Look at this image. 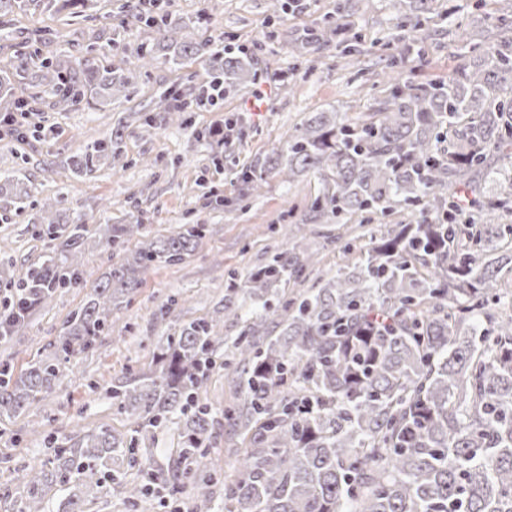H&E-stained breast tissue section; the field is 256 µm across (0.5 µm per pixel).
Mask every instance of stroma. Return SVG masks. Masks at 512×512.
<instances>
[{
    "label": "stroma",
    "instance_id": "1",
    "mask_svg": "<svg viewBox=\"0 0 512 512\" xmlns=\"http://www.w3.org/2000/svg\"><path fill=\"white\" fill-rule=\"evenodd\" d=\"M340 5L344 20L361 34L358 61L343 66L330 37L308 55L297 56L295 39L307 30L322 29L325 15ZM437 5L451 8V16L426 22L416 34L415 54L403 63L404 70L422 82L447 78L457 66L451 47L455 28L488 42L497 37L486 9L476 7L475 0H437ZM164 7L187 22L185 36H232L237 44L261 46L256 53L257 80L226 91L216 106L193 108L181 126L149 128L144 119L161 110L163 91L185 92L205 82L207 73L193 59L178 66L160 59L140 69L136 52L154 34L131 16L127 0H95L90 9L82 0H71L65 12L48 7L46 0H27L22 10L10 15L7 32H0L4 70L12 69L34 31L49 29L56 33L48 47L51 54L105 53L113 65L133 75L129 97L113 98L108 106L62 111L54 108L52 94H43L38 130H27L20 140L0 136V176L18 180L26 193L23 208L12 212L10 220H0V267L8 269L7 277L0 278V304L11 300L28 269L53 248L39 232L44 203L55 204L62 219L88 230L81 249L82 285L59 289L49 306L33 312L23 332L0 340V360L21 370L47 355L67 315L89 299L113 263L112 250L99 233L101 224L140 223V242L170 234L182 224L208 228L190 256L142 274L130 303L114 313L111 334L97 352L72 359L71 374L60 390L19 417L0 419V512H15L23 467L46 456L43 436L34 432V425L48 424L66 436L78 428L88 432L102 425L125 433L126 420L113 412L105 388L126 371L147 369L155 343L173 334V327L155 319L168 296H178L181 321H222L225 342H233L238 328L224 319L227 287H246L251 268L287 249L279 226L297 222L319 187L313 173L292 180L272 173L260 194L245 196L240 173L258 156L282 146L306 113L333 108L355 118L384 95L379 74L387 62L385 45L396 33L398 0H306L300 11L278 18L271 15L270 0H166ZM286 76L296 83L290 95L280 90ZM231 119L241 126L242 136L216 146L209 130ZM116 129L123 135L121 153L92 177L75 176L70 156ZM214 193L236 200L235 211L209 205ZM381 228V217L364 219L361 236L344 259L324 239L325 234L341 233V226L317 225L308 237L316 270L331 275L345 262H357L369 235Z\"/></svg>",
    "mask_w": 512,
    "mask_h": 512
}]
</instances>
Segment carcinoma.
Wrapping results in <instances>:
<instances>
[{
  "mask_svg": "<svg viewBox=\"0 0 512 512\" xmlns=\"http://www.w3.org/2000/svg\"><path fill=\"white\" fill-rule=\"evenodd\" d=\"M436 0H401L385 96L355 119L344 112H309L285 145L241 173L245 193L259 192L271 173L292 179L319 174L320 187L307 212L283 225L293 247L256 268L248 295L256 307L242 312L224 296V317L239 326L232 349L210 319L179 322V300L170 296L156 318L178 329L155 345L147 371L128 373L106 389L112 406L129 420V435L106 426L82 436L44 440L51 454L24 468L26 495L17 512H49L44 489L68 485L62 512H84L85 498L125 487L138 508L157 485L172 502L193 491L187 510L211 512L206 489L214 459L210 448L223 428L243 445L235 472L224 478V512H512V225L491 215L512 212V197L489 198L483 182L496 179L498 161L512 167V0H498L491 16L501 33L494 44L458 34L459 64L448 78L419 82L397 69L410 52L408 33L423 26ZM132 17L156 34L140 49L147 68L162 53L166 62L194 59L209 81L191 90L202 96L253 82L255 58L218 48L210 37H178L171 14L128 5ZM325 34L345 45L344 65L360 41L349 23L330 18L307 33L294 51L302 56ZM48 39H33L11 71L0 70V112H20L32 96L17 93L26 80L53 91L62 111L104 102L128 91L120 66L86 55L46 56ZM183 125V110L163 108L156 121ZM115 130L71 157L78 176L120 153ZM472 197L474 212L451 224L455 193ZM415 206L425 220L391 224L370 236L365 257L323 278L304 247L310 224H342L357 212L390 217ZM44 232L56 241L50 254L29 269L11 299L4 337L19 334L38 305L61 288L80 284L84 225H60L46 204ZM138 224H107L103 235L120 262L83 306L72 311L50 347L20 372L0 362V416L14 417L55 393L68 378V364L99 349L112 332V314L141 285L139 275L172 265L196 250L204 224H182L136 250L127 248ZM313 279L286 293L280 287ZM237 366L235 388L243 392L224 408V421L201 402L217 359ZM177 424L180 448L156 466L145 447L154 431ZM138 467L128 480L116 460Z\"/></svg>",
  "mask_w": 512,
  "mask_h": 512,
  "instance_id": "obj_1",
  "label": "carcinoma"
}]
</instances>
